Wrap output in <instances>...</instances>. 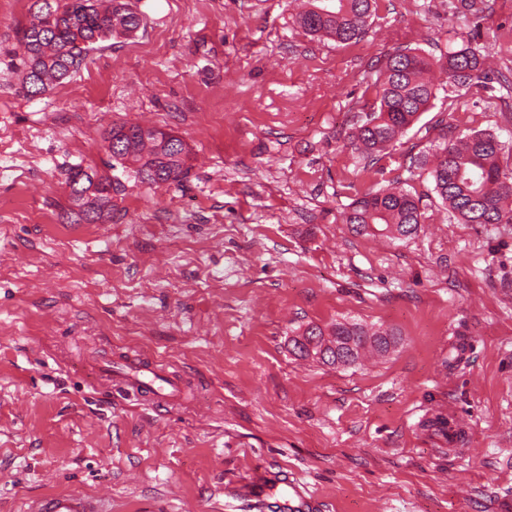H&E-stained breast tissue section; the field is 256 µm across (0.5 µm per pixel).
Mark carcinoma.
Listing matches in <instances>:
<instances>
[{
	"instance_id": "obj_1",
	"label": "carcinoma",
	"mask_w": 512,
	"mask_h": 512,
	"mask_svg": "<svg viewBox=\"0 0 512 512\" xmlns=\"http://www.w3.org/2000/svg\"><path fill=\"white\" fill-rule=\"evenodd\" d=\"M31 23L16 31L22 55L6 63L18 75L27 95L51 93L73 75L100 43L130 35L143 18L128 0H35ZM376 0H306L296 21L308 34L342 44L360 39L374 15ZM488 55L470 44L436 58L413 48H398L384 56L374 81L378 101L369 118L351 136V146L366 158H376L393 146L428 111L435 97L428 74L439 68L448 86L467 93L490 84H507L499 70L487 66ZM131 135L110 149L106 167L131 172L140 182H179L188 173L189 150L179 137L164 140L153 129L129 125ZM425 169L433 190L462 224H512V146L491 129L474 130L449 140L431 156L412 159L407 171ZM71 208L76 223L94 224L110 218L112 176L78 166L68 173ZM343 223L356 234L411 238L425 213L420 200L400 186L371 189L355 199ZM397 342L396 333L372 330L358 322L338 321L329 333L317 325L291 339L292 352L318 356L326 363L357 362L365 351L384 354Z\"/></svg>"
}]
</instances>
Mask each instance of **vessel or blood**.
Segmentation results:
<instances>
[{"label": "vessel or blood", "instance_id": "vessel-or-blood-1", "mask_svg": "<svg viewBox=\"0 0 512 512\" xmlns=\"http://www.w3.org/2000/svg\"><path fill=\"white\" fill-rule=\"evenodd\" d=\"M100 380L130 397L154 407H170L184 397L183 381L160 363H140L103 356L96 365ZM28 512H100L96 500L70 492H58L33 501Z\"/></svg>", "mask_w": 512, "mask_h": 512}]
</instances>
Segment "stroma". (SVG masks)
<instances>
[{
    "label": "stroma",
    "instance_id": "stroma-1",
    "mask_svg": "<svg viewBox=\"0 0 512 512\" xmlns=\"http://www.w3.org/2000/svg\"><path fill=\"white\" fill-rule=\"evenodd\" d=\"M144 25L49 96L0 63V512L55 492L105 512H280L236 495L295 479L313 512H512V224H452L406 162L473 130L512 139L501 88L433 107L377 164L350 136L388 52L472 43L512 70V0H378L360 41L306 35L299 0H132ZM32 0H0V59ZM175 133L189 171L112 173V218L71 224L65 183L113 124ZM427 220L399 241L341 215L393 180ZM393 329L350 367L293 355L309 325ZM190 384L159 409L91 373L107 353Z\"/></svg>",
    "mask_w": 512,
    "mask_h": 512
}]
</instances>
